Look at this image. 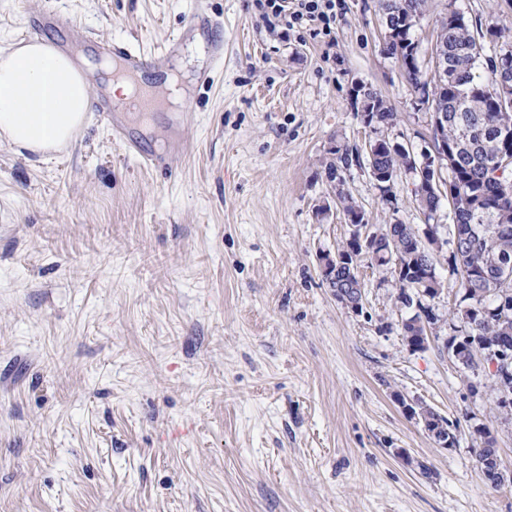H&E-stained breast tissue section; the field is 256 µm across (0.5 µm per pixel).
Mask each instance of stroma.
<instances>
[{"instance_id": "stroma-1", "label": "stroma", "mask_w": 512, "mask_h": 512, "mask_svg": "<svg viewBox=\"0 0 512 512\" xmlns=\"http://www.w3.org/2000/svg\"><path fill=\"white\" fill-rule=\"evenodd\" d=\"M206 2L224 59L187 39L191 145L173 173L125 156L92 111L59 152L0 139V512H512V483L487 486L474 453L487 426L512 471V418L490 412L489 370L445 352L454 325L410 351L390 267L360 268L356 310L320 274L318 252L350 234L324 167L334 141L366 136L353 85L390 99V137L428 133L380 52L378 0H345L329 40L271 25L253 0ZM450 5L512 22V0H430L420 64ZM192 8L0 0V47L48 10L154 52ZM344 188L371 223L427 222L408 176L393 207L366 166ZM403 398L447 418L456 445ZM418 420H419V422L422 423L424 430L430 436H432L434 438V440L441 447H443V448L448 447V430L453 439L451 446L448 448L454 447L456 445V443H457L456 434L454 432H452L451 429H449V425L447 427L446 423L443 420L437 419L436 417L432 418L427 415L421 416L420 418L418 417ZM446 435H447V439H446Z\"/></svg>"}]
</instances>
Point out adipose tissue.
<instances>
[{"mask_svg":"<svg viewBox=\"0 0 512 512\" xmlns=\"http://www.w3.org/2000/svg\"><path fill=\"white\" fill-rule=\"evenodd\" d=\"M89 82L45 41L0 48V136L36 154L67 146L83 127Z\"/></svg>","mask_w":512,"mask_h":512,"instance_id":"1","label":"adipose tissue"}]
</instances>
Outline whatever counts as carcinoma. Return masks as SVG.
Returning <instances> with one entry per match:
<instances>
[{"label": "carcinoma", "mask_w": 512, "mask_h": 512, "mask_svg": "<svg viewBox=\"0 0 512 512\" xmlns=\"http://www.w3.org/2000/svg\"><path fill=\"white\" fill-rule=\"evenodd\" d=\"M383 14L397 34L384 39L381 52L399 62L411 60L414 68L404 70L413 89L427 86L422 70L417 67L419 39L416 27H403L413 13L425 16L429 0H381ZM436 38L448 48V77L437 86L432 102L420 104L428 110L444 112L445 121L434 132L448 144H456L452 167L447 170L443 193H412L413 203L432 219L448 200L453 214L452 225L431 224V244L451 230L453 249L450 261L459 276L463 300L473 304L466 308L448 309V317L461 322L462 335L471 337L490 351L503 345L512 348V277L504 278L500 264H512V178L494 175L496 152L500 150L499 129L512 125V109L497 108L490 95L496 79L489 67L490 57L484 53V39L492 37L494 28L474 32L465 17L454 10L436 20ZM368 99L374 107L373 121L379 129H389L397 121V113L381 92L370 90ZM388 138L369 157L370 169L388 176L380 191L382 201L392 202L393 188L401 174H409V157L391 149ZM332 160L325 175L331 182L344 181V173L352 162L359 161L358 147L338 142L329 150ZM342 248L350 250V264L336 271V298L361 292L358 268L364 261L378 260L391 265L397 300L408 309L416 306L426 313L429 324L436 325L444 316L428 304L424 291L440 285L436 268L430 263V251L423 245L419 230L411 224H384L374 227L363 243L346 240Z\"/></svg>", "instance_id": "cac0c4a2"}]
</instances>
